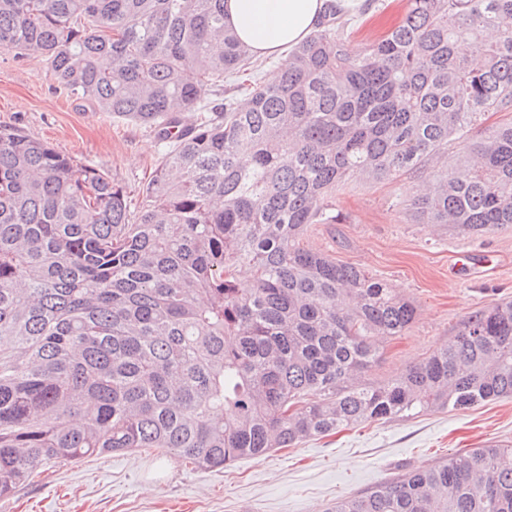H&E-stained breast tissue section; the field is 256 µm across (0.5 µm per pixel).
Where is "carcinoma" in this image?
<instances>
[{"label": "carcinoma", "mask_w": 512, "mask_h": 512, "mask_svg": "<svg viewBox=\"0 0 512 512\" xmlns=\"http://www.w3.org/2000/svg\"><path fill=\"white\" fill-rule=\"evenodd\" d=\"M354 44L329 3L278 79L213 106L253 55L224 0H0V49L40 55L165 151L133 205L102 169L0 129V497L133 449L205 469L365 422L512 397V300L399 376L355 377L413 300L306 248L336 188L431 166L416 224H512V0H408ZM464 153L448 169V148ZM250 158L249 164L241 158ZM331 512H512V445L453 453ZM246 77L241 76H226L224 78V90L215 91L216 88H209V92L207 95L201 96V99L205 103L209 102H224V100L228 99H234L238 102L245 98L244 93L238 88L239 84L245 79Z\"/></svg>", "instance_id": "1"}]
</instances>
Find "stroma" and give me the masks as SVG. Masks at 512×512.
I'll list each match as a JSON object with an SVG mask.
<instances>
[{"label":"stroma","mask_w":512,"mask_h":512,"mask_svg":"<svg viewBox=\"0 0 512 512\" xmlns=\"http://www.w3.org/2000/svg\"><path fill=\"white\" fill-rule=\"evenodd\" d=\"M407 0H379L349 18L355 41L375 39L399 23ZM0 126L19 128L62 153L97 166L139 201L163 147L133 122L82 109L60 90L38 57L0 50ZM426 169L370 183L350 179L336 190L340 224H317L305 239L383 280L414 300L405 335L385 340L361 381L393 378L456 335L472 311L512 299V224L474 237L452 225L413 223L405 208L428 187ZM479 249L495 270L483 281L455 274L458 253ZM512 442V400L467 410H428L410 418L366 422L336 434L205 470L187 459L144 451L55 465L0 498V512H326L337 499L434 465L453 452Z\"/></svg>","instance_id":"35a3bbf8"}]
</instances>
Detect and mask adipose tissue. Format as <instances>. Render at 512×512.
Here are the masks:
<instances>
[{
    "mask_svg": "<svg viewBox=\"0 0 512 512\" xmlns=\"http://www.w3.org/2000/svg\"><path fill=\"white\" fill-rule=\"evenodd\" d=\"M327 0H224V22L252 55H284L309 36Z\"/></svg>",
    "mask_w": 512,
    "mask_h": 512,
    "instance_id": "adipose-tissue-1",
    "label": "adipose tissue"
}]
</instances>
